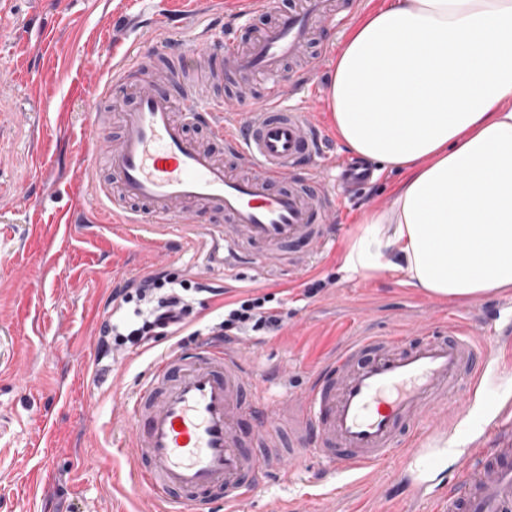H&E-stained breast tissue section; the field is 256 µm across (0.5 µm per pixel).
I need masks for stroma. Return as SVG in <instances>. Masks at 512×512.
Wrapping results in <instances>:
<instances>
[{
  "instance_id": "1",
  "label": "stroma",
  "mask_w": 512,
  "mask_h": 512,
  "mask_svg": "<svg viewBox=\"0 0 512 512\" xmlns=\"http://www.w3.org/2000/svg\"><path fill=\"white\" fill-rule=\"evenodd\" d=\"M241 0H0V512H153L129 479L133 457L125 405L165 353L167 339L138 352L97 360V330L112 288L145 266L236 295L255 291L288 300L292 317L280 332L242 337L254 391L276 401L279 427L295 425L292 399L322 361L349 336H417L442 331L449 317L492 319L512 305V291L477 301L428 297L387 271L347 272L343 258L364 208L388 205L396 173L375 170L355 185H336L332 248L302 275L290 264L274 272L258 262L213 264L212 240L101 224L82 204L88 183L74 163L83 154L110 75L133 38L152 53L167 38L150 20L203 13L232 20ZM137 15L139 36L122 23ZM323 137L316 163L329 177L358 164L337 138L329 110L313 113ZM323 281L315 296L307 282ZM362 484L343 486L319 452L304 454L291 477L272 472L239 505L240 512H391L401 490L396 466L362 470Z\"/></svg>"
}]
</instances>
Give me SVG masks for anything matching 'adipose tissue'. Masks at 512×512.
<instances>
[{"label": "adipose tissue", "mask_w": 512, "mask_h": 512, "mask_svg": "<svg viewBox=\"0 0 512 512\" xmlns=\"http://www.w3.org/2000/svg\"><path fill=\"white\" fill-rule=\"evenodd\" d=\"M326 101L349 150L403 175L361 214L345 268H393L441 300L512 290V0L365 11Z\"/></svg>", "instance_id": "adipose-tissue-1"}]
</instances>
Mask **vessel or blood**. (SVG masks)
<instances>
[{"label":"vessel or blood","mask_w":512,"mask_h":512,"mask_svg":"<svg viewBox=\"0 0 512 512\" xmlns=\"http://www.w3.org/2000/svg\"><path fill=\"white\" fill-rule=\"evenodd\" d=\"M331 9V0H296L288 9L249 0L243 15L254 33L247 42L209 31L200 43L173 39L156 58L137 54L114 67L107 89L132 103L119 114L116 142L104 134L103 113L94 114L93 140L112 180L94 183L88 204L150 233L202 231L234 251L255 247L272 268L287 245L327 247L335 197L313 164L320 137L307 113L316 94L302 79L294 101H286L281 78L288 61H322L310 45ZM156 59L184 70L206 62L215 80L227 70L246 82L261 76L266 93L240 118L232 106L215 109L205 83L175 91L158 84L150 75ZM200 125L209 141L192 134ZM301 166L306 182H292ZM216 214L223 223H212ZM510 340L512 316L489 338L464 327L413 340L353 337L301 393L299 445L289 450L276 445L277 413L269 403L242 398L248 366L241 353L206 347L163 354L126 411L133 483L160 512H203L215 489L233 512L257 473L292 471L306 442L320 445L339 476L398 461L409 495L436 502L438 512H512V402L494 397L481 412L472 406L497 348ZM444 410L469 419L473 431L466 462L455 469L426 445L429 417ZM246 419L252 432L242 427Z\"/></svg>","instance_id":"1"}]
</instances>
